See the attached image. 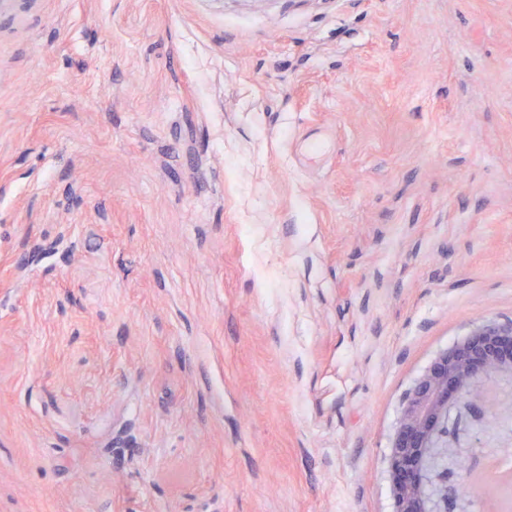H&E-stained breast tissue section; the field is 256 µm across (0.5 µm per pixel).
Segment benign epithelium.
I'll return each mask as SVG.
<instances>
[{"label":"benign epithelium","instance_id":"benign-epithelium-1","mask_svg":"<svg viewBox=\"0 0 512 512\" xmlns=\"http://www.w3.org/2000/svg\"><path fill=\"white\" fill-rule=\"evenodd\" d=\"M512 373V322L486 320L440 353L410 390L388 456L394 512H430L426 464L448 413V403L474 404L477 380Z\"/></svg>","mask_w":512,"mask_h":512}]
</instances>
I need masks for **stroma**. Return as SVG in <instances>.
I'll list each match as a JSON object with an SVG mask.
<instances>
[{"label": "stroma", "instance_id": "obj_1", "mask_svg": "<svg viewBox=\"0 0 512 512\" xmlns=\"http://www.w3.org/2000/svg\"><path fill=\"white\" fill-rule=\"evenodd\" d=\"M484 320L512 0H0V512H392L404 399ZM478 386L431 512H512Z\"/></svg>", "mask_w": 512, "mask_h": 512}]
</instances>
